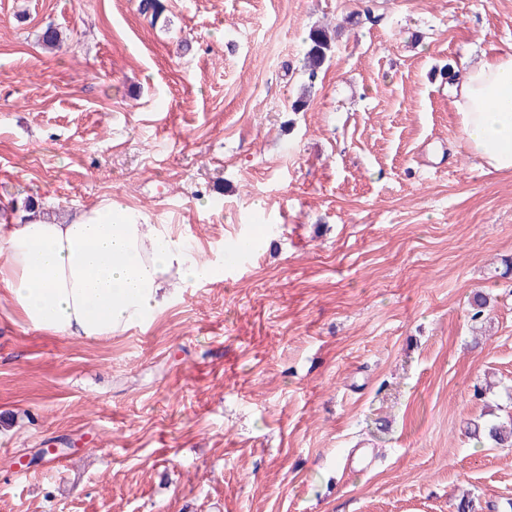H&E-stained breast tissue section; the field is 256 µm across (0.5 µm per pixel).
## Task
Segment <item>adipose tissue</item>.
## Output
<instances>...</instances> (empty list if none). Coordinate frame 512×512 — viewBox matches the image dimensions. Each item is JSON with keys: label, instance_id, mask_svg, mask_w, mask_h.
Masks as SVG:
<instances>
[{"label": "adipose tissue", "instance_id": "adipose-tissue-1", "mask_svg": "<svg viewBox=\"0 0 512 512\" xmlns=\"http://www.w3.org/2000/svg\"><path fill=\"white\" fill-rule=\"evenodd\" d=\"M455 107L479 167L512 171V53L467 67ZM210 273L115 203L67 222L39 216L0 228V286L25 325L50 335L111 339L160 312L180 284Z\"/></svg>", "mask_w": 512, "mask_h": 512}]
</instances>
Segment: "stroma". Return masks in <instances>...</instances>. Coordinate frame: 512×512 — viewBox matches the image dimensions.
<instances>
[{
    "label": "stroma",
    "mask_w": 512,
    "mask_h": 512,
    "mask_svg": "<svg viewBox=\"0 0 512 512\" xmlns=\"http://www.w3.org/2000/svg\"><path fill=\"white\" fill-rule=\"evenodd\" d=\"M138 3L0 0V225L116 201L215 274L102 342L0 287V512H512V448L464 434L512 412V171L440 75L512 53V0ZM337 33L330 34L323 29L312 30L307 38V46L304 53V71L307 74L308 85L304 84L302 94L292 103V109L299 111L308 102L306 92L312 88V84L318 78L325 63L330 59L333 52Z\"/></svg>",
    "instance_id": "obj_1"
}]
</instances>
